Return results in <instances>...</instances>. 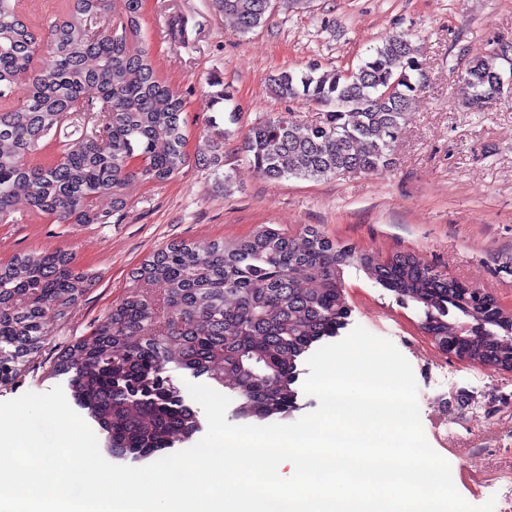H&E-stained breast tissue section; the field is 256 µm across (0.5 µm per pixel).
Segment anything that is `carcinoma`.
I'll use <instances>...</instances> for the list:
<instances>
[{"mask_svg":"<svg viewBox=\"0 0 512 512\" xmlns=\"http://www.w3.org/2000/svg\"><path fill=\"white\" fill-rule=\"evenodd\" d=\"M216 4L243 35L261 27L271 10V0ZM142 8L143 0H125L118 22H105L94 37L89 25L108 15V0H71L67 18L48 26L28 96L0 110V221L22 194L32 212L59 224H110L125 206L128 180L166 181L189 164L183 95L157 78L150 47L131 41ZM34 47L14 0H0V99L29 71ZM506 66L512 73L508 41L485 58L451 65L463 103L481 112L502 96L512 86L503 81ZM424 78L420 47L400 33L369 48L349 78L341 71L329 77L317 65L278 72L270 77L278 98L325 111L303 128L286 115L254 123L243 142L248 162L273 180L388 168ZM88 88L111 111L63 144L54 163L31 164L44 138L86 114ZM102 136L106 149L98 143ZM133 157L141 165L131 166ZM106 195L112 208H98ZM353 264L422 305L423 329L441 350L460 351L472 365L512 369V314L480 289L407 255L381 262L314 230L290 237L267 227L229 245L179 243L153 253L135 271L140 289L63 350L53 371L69 375L75 404L98 425L113 456L146 457L201 431L197 411L163 377L172 369L204 376L236 397L243 420L284 419L297 403V361L347 325L343 272ZM92 281L71 254L57 250L0 264V386L40 353L49 335L45 312L66 318ZM451 307L479 315L481 330L462 331L448 319Z\"/></svg>","mask_w":512,"mask_h":512,"instance_id":"cac0c4a2","label":"carcinoma"}]
</instances>
